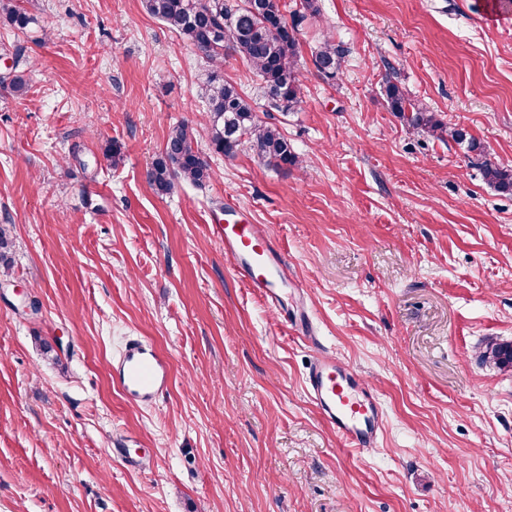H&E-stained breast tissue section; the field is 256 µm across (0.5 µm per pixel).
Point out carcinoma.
<instances>
[{"mask_svg":"<svg viewBox=\"0 0 512 512\" xmlns=\"http://www.w3.org/2000/svg\"><path fill=\"white\" fill-rule=\"evenodd\" d=\"M146 12L163 22L194 49L202 50L214 70L204 88L214 152L228 158L246 142L259 156L276 165H295L298 156L274 126L260 122L247 99L221 73L224 57L245 61L267 92V106L278 111L301 102L297 67L299 27L320 16L318 0H300L299 8L287 12L280 0H143ZM0 20L24 30L32 21L15 6L0 5ZM344 49L332 36L318 47L313 65L324 77L333 79ZM31 65L25 48L16 46L14 74L0 78V87L12 92L27 88L25 67ZM388 107L416 130L466 146L484 183L499 192L512 193V169L499 166L485 147L465 129L450 127L436 112L424 107L397 83L387 81ZM212 168L199 150L194 127L181 123L169 133L163 150L148 172L149 187L158 195L170 193L179 183L201 185ZM481 361L499 370H512V342L489 341Z\"/></svg>","mask_w":512,"mask_h":512,"instance_id":"cac0c4a2","label":"carcinoma"}]
</instances>
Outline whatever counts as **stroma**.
<instances>
[{"label":"stroma","instance_id":"stroma-1","mask_svg":"<svg viewBox=\"0 0 512 512\" xmlns=\"http://www.w3.org/2000/svg\"><path fill=\"white\" fill-rule=\"evenodd\" d=\"M17 2L33 22L0 23V74L18 43L33 64L0 89V512H512V371L479 359L512 341V195L384 95L400 84L512 169V0H319L287 112L225 57L298 155L282 167L212 152L211 65L142 0ZM326 32L332 79L313 65ZM183 122L215 176L156 195ZM228 202L269 225L322 343L375 388V447L307 399L315 350L226 260ZM134 337L170 362L149 406L112 383ZM344 49L336 44L333 36L327 37L318 47L313 58L316 70L326 78H335Z\"/></svg>","mask_w":512,"mask_h":512}]
</instances>
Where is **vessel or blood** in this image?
<instances>
[{
	"instance_id": "vessel-or-blood-1",
	"label": "vessel or blood",
	"mask_w": 512,
	"mask_h": 512,
	"mask_svg": "<svg viewBox=\"0 0 512 512\" xmlns=\"http://www.w3.org/2000/svg\"><path fill=\"white\" fill-rule=\"evenodd\" d=\"M224 255L249 287L264 291L269 305L316 353L304 378L308 399L325 421L353 448L375 447L383 433L381 401L365 377L327 350L304 307H291L280 289L291 280L288 260L263 224L223 227ZM113 380L134 399L152 403L169 381L165 356L141 340L127 341L113 367Z\"/></svg>"
}]
</instances>
